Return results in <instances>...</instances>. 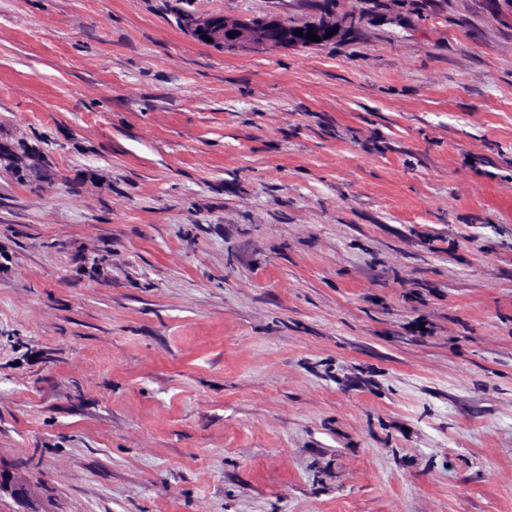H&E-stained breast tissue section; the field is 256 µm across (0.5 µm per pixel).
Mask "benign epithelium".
<instances>
[{
	"instance_id": "obj_1",
	"label": "benign epithelium",
	"mask_w": 512,
	"mask_h": 512,
	"mask_svg": "<svg viewBox=\"0 0 512 512\" xmlns=\"http://www.w3.org/2000/svg\"><path fill=\"white\" fill-rule=\"evenodd\" d=\"M361 17L351 14L344 17L327 15L322 21L307 26H289L276 17H256L251 19H227L225 17L191 18L189 29L192 35L205 43L223 49L250 48L258 50H279L323 45L343 37L359 24ZM302 34H296V30ZM314 33L320 41L307 38ZM332 36H327V33ZM8 493L13 497L25 495V488L10 472L0 468V494Z\"/></svg>"
}]
</instances>
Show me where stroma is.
<instances>
[{"mask_svg":"<svg viewBox=\"0 0 512 512\" xmlns=\"http://www.w3.org/2000/svg\"><path fill=\"white\" fill-rule=\"evenodd\" d=\"M387 2L0 0V512H512V17ZM360 21L361 17L356 14L336 18L327 15L323 16L322 22L315 21L308 26H289L285 24L288 21L284 22L273 16L230 20L226 17H192L189 29L196 39L223 49L288 50L320 46L335 41ZM334 29H337V32L326 38V34ZM296 30H302V35H296ZM309 30L320 38L319 42L307 38Z\"/></svg>","mask_w":512,"mask_h":512,"instance_id":"obj_1","label":"stroma"}]
</instances>
